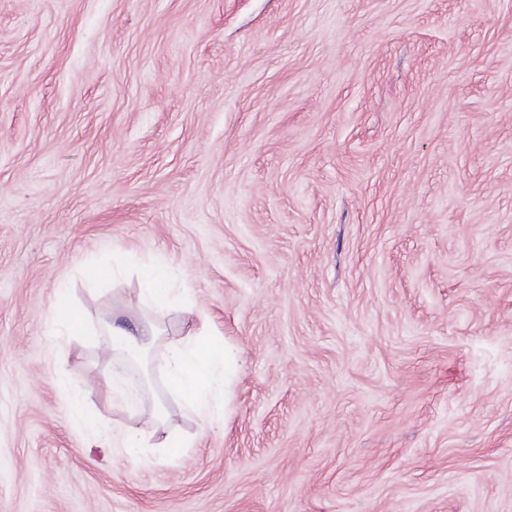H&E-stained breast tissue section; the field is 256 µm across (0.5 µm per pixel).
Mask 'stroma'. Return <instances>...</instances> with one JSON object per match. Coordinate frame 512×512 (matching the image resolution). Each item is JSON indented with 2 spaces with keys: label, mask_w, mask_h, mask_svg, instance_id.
<instances>
[{
  "label": "stroma",
  "mask_w": 512,
  "mask_h": 512,
  "mask_svg": "<svg viewBox=\"0 0 512 512\" xmlns=\"http://www.w3.org/2000/svg\"><path fill=\"white\" fill-rule=\"evenodd\" d=\"M205 320L207 426L162 368ZM0 512H512V0H0ZM175 267L167 259H157L141 268L143 301L155 307H162L170 302L174 288ZM59 328L68 335H94L86 325L84 314L78 309H71L66 317L58 319ZM91 333V334H89ZM127 327L113 326L110 338V350L113 355L137 360L152 344L158 331L154 325L130 315ZM121 445L124 454L131 460L142 461L144 458L143 448H167V452L175 456L180 448L186 447V442L178 437L166 435L161 442L148 444L139 429L128 428L121 437Z\"/></svg>",
  "instance_id": "1"
}]
</instances>
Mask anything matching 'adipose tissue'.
Masks as SVG:
<instances>
[{
    "label": "adipose tissue",
    "instance_id": "adipose-tissue-1",
    "mask_svg": "<svg viewBox=\"0 0 512 512\" xmlns=\"http://www.w3.org/2000/svg\"><path fill=\"white\" fill-rule=\"evenodd\" d=\"M174 279L175 268L166 259L143 265L144 302L156 307L167 305ZM156 334L154 325L133 316L128 326L113 327L110 349L113 355L135 360L152 344ZM227 362L228 352L223 342L200 332H188L169 351V386L181 397L186 410L203 423H212L224 414Z\"/></svg>",
    "mask_w": 512,
    "mask_h": 512
}]
</instances>
